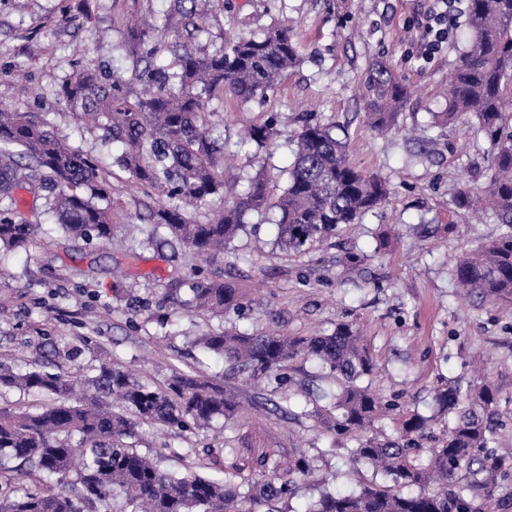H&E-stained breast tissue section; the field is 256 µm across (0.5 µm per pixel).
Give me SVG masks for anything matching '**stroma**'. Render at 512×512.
I'll return each instance as SVG.
<instances>
[{"label": "stroma", "mask_w": 512, "mask_h": 512, "mask_svg": "<svg viewBox=\"0 0 512 512\" xmlns=\"http://www.w3.org/2000/svg\"><path fill=\"white\" fill-rule=\"evenodd\" d=\"M175 0H0V100L37 105L61 135L109 165L114 228L108 243L60 237L8 253L0 278V361L27 370L92 375L102 357L113 366L137 363L149 382L165 385L177 371L199 369L233 390L244 418L232 426L183 432L142 424L131 443L157 457L168 472H232L235 464L269 454L286 468L305 459L309 472L280 512H305L320 490L357 493L392 489L371 468L352 465L356 434L329 431L313 410L283 417L271 411L264 386L228 372L222 357L204 354L195 340L206 331L235 328L259 333L279 327L291 336L331 333L337 324L359 327L374 362L372 388L385 400L431 419L430 448L448 428L433 393L486 378L499 392L491 450L512 463V300L462 297L452 271L456 255L506 233L495 215L473 217L456 206L459 182L481 186L489 145L468 118L432 125L447 103L448 74L467 38L466 15L448 28L442 50L423 57L418 20L434 0H196L203 31L197 49L211 53L229 37L258 35L288 25L299 59L265 99L246 104L225 97L216 110L224 124V163L240 178L266 169L276 187L287 181L291 144L303 113L334 126L350 161L391 186L388 200L359 223L308 250L276 244L272 212L246 215L223 257L199 264L165 237L147 241L139 216L153 198L132 187L114 165L115 145L83 129L57 95L71 66L92 62L118 80L129 98L146 85L122 49L126 22L157 23L156 57L167 61L188 21ZM381 60L410 89L399 128L381 136L366 121L365 80ZM275 118L278 135L266 149L242 143L244 121ZM363 255L349 263L348 253ZM233 281L252 299L241 313L213 316L187 302L199 277ZM238 449L228 456L223 446Z\"/></svg>", "instance_id": "stroma-1"}]
</instances>
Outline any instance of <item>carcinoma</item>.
I'll return each instance as SVG.
<instances>
[{
	"instance_id": "obj_1",
	"label": "carcinoma",
	"mask_w": 512,
	"mask_h": 512,
	"mask_svg": "<svg viewBox=\"0 0 512 512\" xmlns=\"http://www.w3.org/2000/svg\"><path fill=\"white\" fill-rule=\"evenodd\" d=\"M470 38L448 77V104L434 117L446 124L471 115L489 142V182L482 190L465 184L456 203L472 212L491 210L511 231L478 245L458 258L454 280L467 294L512 298V0H469ZM126 49L135 54L153 42L158 27L149 21L127 26ZM143 71L148 93L131 100L121 85L87 63L72 69L59 85V96L82 127L101 132V140L120 146L114 163L133 183L160 192L163 200L149 210L147 236L167 234L198 256L224 253L244 229L250 211L272 210L277 243L299 251L322 242L341 224H356L382 205L389 186L348 159L346 144L334 127L303 114L294 139L293 160L285 186L273 193L259 172L244 190L225 202L224 130L211 121L210 102L224 94L242 103L265 98L298 61V49L286 27L202 54L184 40L172 60L155 61L146 52ZM368 118L380 132L398 121L408 88L383 62L372 64L366 82ZM275 123H253L244 140L270 144ZM26 186L45 201L58 232L70 240H112V183L109 173L81 146L58 134L37 112L0 106V252L26 247L46 234L28 221L14 192ZM219 200L223 207L211 209ZM207 215L206 221L199 220ZM246 305L232 282L207 280L192 288L188 306L227 313ZM224 357L229 369L276 392L291 383L288 361L300 351L315 358L334 378L337 389L322 394L329 429L338 434L361 431L377 419L401 414V406L382 402L365 382L373 361L357 330L341 323L322 336L293 337L270 329L242 334L231 328L196 340ZM75 379L38 369L17 373L0 361V388L35 393V410L0 411V478L35 472L39 485L0 499V512H242L246 498L275 503L292 498L295 481L262 459L241 483L207 473L162 471L157 460L127 440L142 423L200 430L215 419L240 414L224 387L191 372H176L164 386L142 381L128 369L107 363L87 379L89 396H73ZM438 408L453 415L452 425L422 459L419 440L429 420L413 413L394 438L360 437L349 455L357 464L401 487L397 492L365 488L358 494L324 492L306 512H461L460 497L429 488L430 474L460 477L486 488L504 466L489 451L495 432L498 392L488 383L441 387Z\"/></svg>"
}]
</instances>
